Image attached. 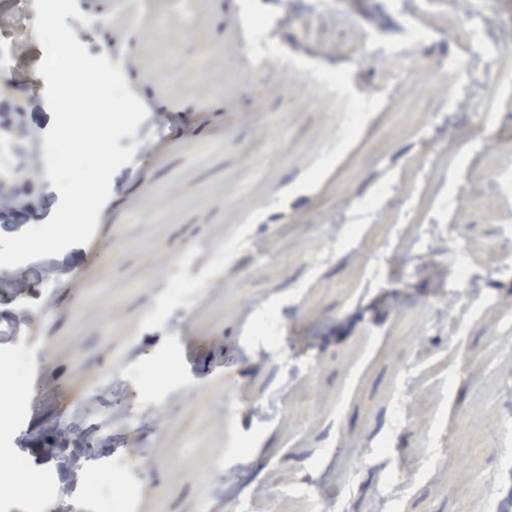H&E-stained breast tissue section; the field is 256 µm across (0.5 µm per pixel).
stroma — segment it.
Returning <instances> with one entry per match:
<instances>
[{
    "label": "stroma",
    "mask_w": 512,
    "mask_h": 512,
    "mask_svg": "<svg viewBox=\"0 0 512 512\" xmlns=\"http://www.w3.org/2000/svg\"><path fill=\"white\" fill-rule=\"evenodd\" d=\"M417 0H199L185 25L168 0H138L134 21L112 19V49L122 55L126 83L140 100L183 113L161 130L154 115L120 147H134L130 164L113 176L87 245L58 255L55 279L40 276V260L26 263L25 295L0 293V387L24 397L0 420V462L18 464L35 478L36 497L0 495V512H199L206 491L223 481L219 512H246L256 496L276 491L272 512H315L304 494L280 493L281 469L302 475L329 470L346 491L345 512H371L381 474L407 462L437 463L431 436L454 434L452 465L418 482L401 512H487L486 485L512 503V446L482 449L498 421L501 364L512 360V331L499 307H512V271L502 274L500 252L483 236L469 247L493 272L491 305L464 324L448 358V383H426L416 395L412 426L391 427L402 364L417 337L438 336L433 310L463 296L447 261L416 269L403 259V236L415 220H400L396 205L382 207L357 236L337 244L319 270L308 258L337 212L354 210L388 179L412 193L413 170L427 173L429 190L441 185L483 192L482 208L460 205L444 224H483L512 232V195L496 194L492 174L512 160V126L496 118L498 101L512 90V42L500 41L494 67L472 72L480 85L468 105L449 100L439 79L443 59L455 56L465 7L488 0H444L425 13ZM113 0H77L80 17L66 25L90 56L103 53L99 11ZM265 16L278 54L255 69L251 47L234 30L241 5ZM17 0L0 9L15 41L10 64L21 77L19 95L0 101V130L12 135L13 154L44 141L53 116L45 79L37 69L45 52L34 17ZM89 23H82V16ZM424 31L421 40L411 32ZM350 43L362 60L338 54ZM347 67L345 89H332L316 70ZM387 100L386 109L355 122L351 101ZM435 146L424 153L422 139ZM26 208L49 220L60 195L46 169L24 171L11 189ZM223 251L211 276L198 237ZM182 274L207 300L175 301L165 275ZM288 306L276 338L259 335L253 314ZM25 310L21 335L6 323ZM42 359L37 385L17 380L23 360ZM310 360L293 397L312 393L316 413L261 420L257 403L280 386L287 364ZM121 370L134 410H167L164 424L148 419L113 433L109 449L58 426L76 410L111 411L95 382ZM385 454H378L380 444ZM86 446L79 477L64 475L60 448ZM152 449L150 465L139 451ZM335 469H328L331 459ZM112 497L96 498L95 484Z\"/></svg>",
    "instance_id": "obj_1"
}]
</instances>
